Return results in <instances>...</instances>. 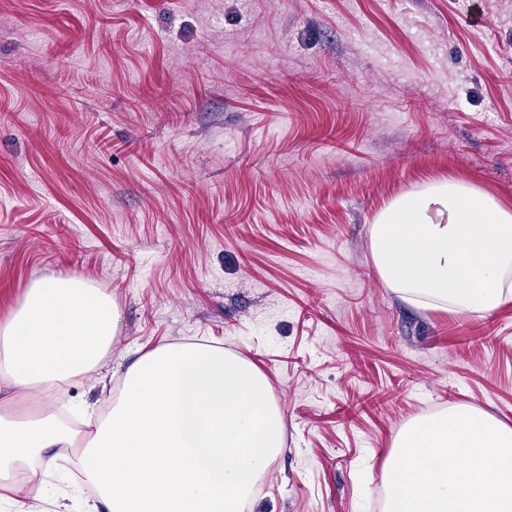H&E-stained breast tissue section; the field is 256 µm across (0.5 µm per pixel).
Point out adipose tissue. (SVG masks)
Instances as JSON below:
<instances>
[{"label":"adipose tissue","mask_w":512,"mask_h":512,"mask_svg":"<svg viewBox=\"0 0 512 512\" xmlns=\"http://www.w3.org/2000/svg\"><path fill=\"white\" fill-rule=\"evenodd\" d=\"M380 280L419 310L484 317L512 302V206L477 185H415L370 227ZM119 308L79 278L35 281L0 322V383L25 401L63 393L102 368ZM86 431L50 406L0 412V512H24L35 461L77 468L62 512H242L284 451L285 422L266 375L207 342L163 344L126 369L121 396ZM73 449L71 458L60 451Z\"/></svg>","instance_id":"obj_1"}]
</instances>
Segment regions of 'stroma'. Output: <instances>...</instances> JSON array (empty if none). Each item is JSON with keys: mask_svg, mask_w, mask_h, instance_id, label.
Masks as SVG:
<instances>
[{"mask_svg": "<svg viewBox=\"0 0 512 512\" xmlns=\"http://www.w3.org/2000/svg\"><path fill=\"white\" fill-rule=\"evenodd\" d=\"M445 177L512 204V0H0V321L75 276L119 306L113 362L254 364L286 450L245 512H383L402 428L512 426V302L421 311L371 258L379 210ZM120 387L55 404L77 428Z\"/></svg>", "mask_w": 512, "mask_h": 512, "instance_id": "1", "label": "stroma"}]
</instances>
